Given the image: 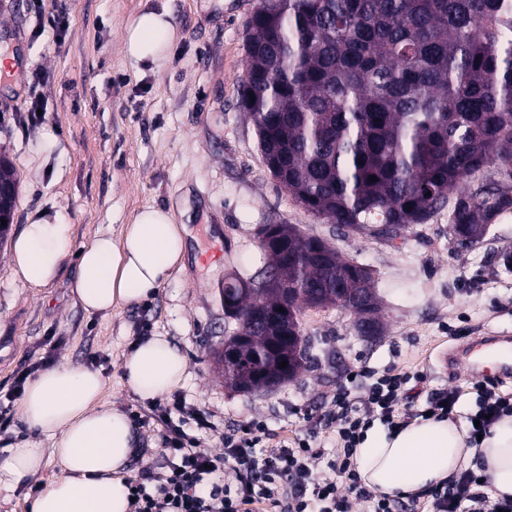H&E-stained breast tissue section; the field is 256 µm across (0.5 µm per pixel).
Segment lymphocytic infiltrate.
<instances>
[{
  "label": "lymphocytic infiltrate",
  "mask_w": 512,
  "mask_h": 512,
  "mask_svg": "<svg viewBox=\"0 0 512 512\" xmlns=\"http://www.w3.org/2000/svg\"><path fill=\"white\" fill-rule=\"evenodd\" d=\"M426 380L424 373L391 368L374 377L363 395L346 386L337 390L328 421L334 424L336 445L343 451L330 464L345 477L341 487L315 471L321 451L310 439L267 451L268 432L258 421L245 430L226 432L223 452L212 455L198 448L196 437L184 429L191 420L198 429L214 430L209 416L178 399L153 403L148 416L167 433L164 464L159 469L145 465L130 481L135 491L130 512H350L354 499L365 503L366 512H415L412 503L375 494L362 483L354 455L374 421L401 429L426 416L452 417L457 403L453 388L432 393L424 407L404 405L408 383ZM476 394L467 440L472 448L479 436L489 435L495 421L512 415L511 395L483 384L477 385ZM224 472L232 473L233 482H215V475ZM480 478L477 471L466 469L453 485L428 490L434 512H460L464 500L469 503L467 512H512V499L490 500Z\"/></svg>",
  "instance_id": "f902f5d3"
}]
</instances>
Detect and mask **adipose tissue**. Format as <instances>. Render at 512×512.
I'll return each mask as SVG.
<instances>
[{"mask_svg":"<svg viewBox=\"0 0 512 512\" xmlns=\"http://www.w3.org/2000/svg\"><path fill=\"white\" fill-rule=\"evenodd\" d=\"M174 30L166 13L147 11L128 25L123 51L136 62L159 60ZM71 248V227L60 216H42L13 238L8 262L15 280L38 290L59 275ZM186 228L171 211L140 210L119 237L100 235L80 249L73 291L89 313L149 298L184 268ZM126 386L145 399L164 395L183 381L187 362L163 337L135 345L122 360ZM105 380L92 368L64 362L39 372L21 400L25 424L51 439L60 472L32 500L30 512H129L126 468L134 445L132 424L102 401ZM463 424L426 419L391 432L370 428L356 450L358 472L387 495L422 492L478 461L492 499L512 498V416L496 422L480 447L466 444ZM33 447L0 451V491L14 490L42 468Z\"/></svg>","mask_w":512,"mask_h":512,"instance_id":"adipose-tissue-1","label":"adipose tissue"}]
</instances>
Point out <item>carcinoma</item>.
<instances>
[{
	"mask_svg": "<svg viewBox=\"0 0 512 512\" xmlns=\"http://www.w3.org/2000/svg\"><path fill=\"white\" fill-rule=\"evenodd\" d=\"M246 32L240 107L271 175L312 214L393 239L452 197L462 243L512 208V183L492 179L512 176V0H261ZM469 179L479 183L458 192ZM1 185L8 221L16 181L2 157ZM264 228L261 271H275L288 297L246 292L255 276L224 289V314L272 316L246 341L224 340L235 348L224 379L242 392L272 391L306 368V307L338 305L361 330L377 326L378 309L352 295L363 266L294 225Z\"/></svg>",
	"mask_w": 512,
	"mask_h": 512,
	"instance_id": "obj_1",
	"label": "carcinoma"
}]
</instances>
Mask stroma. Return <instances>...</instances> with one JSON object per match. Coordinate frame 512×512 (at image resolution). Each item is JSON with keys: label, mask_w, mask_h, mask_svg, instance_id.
Instances as JSON below:
<instances>
[{"label": "stroma", "mask_w": 512, "mask_h": 512, "mask_svg": "<svg viewBox=\"0 0 512 512\" xmlns=\"http://www.w3.org/2000/svg\"><path fill=\"white\" fill-rule=\"evenodd\" d=\"M259 0H56L64 35L36 28L32 0H0V154L17 179L11 235L32 217L59 214L71 226V251L58 278L34 292L13 279L0 249V411L11 417L0 449L30 442L45 448L40 473L0 493V512H28L35 490L60 471L51 441L24 423L12 393L28 367L67 361L99 370L103 399L131 412L143 399L123 382L120 364L142 321L187 360L173 397L210 414L216 428L200 433L201 450L217 453L224 432L266 423L270 445L316 431L315 467L329 475L340 454L322 428L349 369L421 370L427 386H458V411L475 408L477 377L444 370L440 359L470 336L512 337V271L497 254L512 248V209L499 214L484 239L459 247L448 233V209L410 225L396 240L353 233L308 212L268 171L255 129L239 106L248 67L246 25ZM167 13L176 39L165 59L136 63L122 51L139 13ZM42 76L43 122L19 121L27 77ZM59 142L40 150L44 132ZM173 210L188 231L186 266L147 301L109 315L90 314L71 291L77 253L97 233L119 235L143 207ZM293 224L327 241L342 258L371 269L380 300V330L359 333L356 315L339 306L302 313L313 363L278 390L243 393L214 364L237 322L225 317L221 290L232 273L264 264L258 231Z\"/></svg>", "instance_id": "35a3bbf8"}]
</instances>
